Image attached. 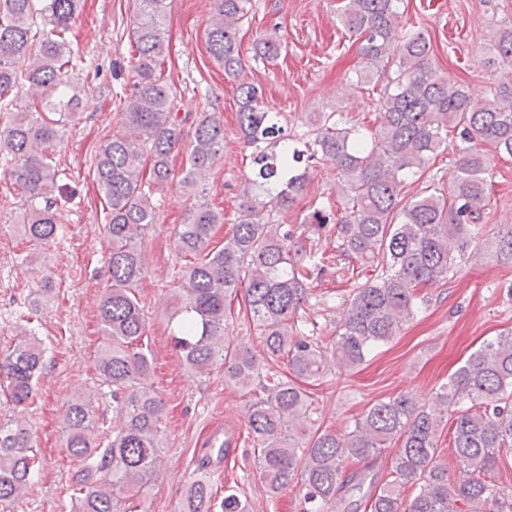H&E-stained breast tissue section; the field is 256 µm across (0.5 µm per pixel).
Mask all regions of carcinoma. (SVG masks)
<instances>
[{"mask_svg":"<svg viewBox=\"0 0 512 512\" xmlns=\"http://www.w3.org/2000/svg\"><path fill=\"white\" fill-rule=\"evenodd\" d=\"M129 63L136 81L119 113L120 129L96 154L95 181L108 217L103 224L108 285L99 306L103 346L98 350L97 389L112 400L121 424L98 429L93 402L74 393L64 403V448L74 465V512H137V496L157 471L163 448L164 403L150 382L152 358L138 285L145 273L142 238L155 223L154 195L174 178L172 154L186 149L181 182L202 185L224 158L220 112L193 118L175 112L176 87L161 65L167 0H133ZM343 28L358 37L362 88L393 71L376 99L378 128L365 136L335 112H319L305 150L290 144L262 90L242 80L237 34L251 0H215L206 30L210 55L235 82L237 123L252 149L254 177L244 180L237 224L224 246H211L224 213L206 205L189 210L174 228L181 261L169 322L184 366L203 374L224 364L225 383L256 394L248 409L256 466L267 492L278 494L300 479L305 512L342 508L346 493L362 494L369 512H512V489L487 479L504 448L512 449V331L484 341L422 403L400 393L372 403L344 434L313 426L307 386L331 366L354 369L390 342L417 316L418 289L448 281L482 230L490 202L493 155L512 158V23L503 22L489 45L487 64L496 74L493 98L475 102L465 86L431 63L426 35L401 26L398 0H339ZM79 0H0V164L24 192L13 224L35 263L57 247L68 221L67 197L49 151L80 119L82 100L69 84L71 71L88 61L70 49V22ZM281 43L257 42L254 56L273 60ZM55 117L50 118L47 112ZM193 125L187 138L185 124ZM456 131L448 144V129ZM447 149L455 154L448 191L433 188L401 197L408 180ZM319 158L337 171L343 212L331 218L314 209L299 224L286 219L306 186L303 160ZM149 181H144V169ZM335 223L337 248L369 269L352 289L331 351L297 337L296 310L321 264L316 243ZM43 280L29 301L25 322L38 318L50 298ZM244 292L245 317L262 336L263 358L235 342L232 301ZM287 361V370L279 369ZM47 367L46 347L30 329L0 345V391L16 405H33L34 386ZM452 425L453 461L463 473L448 477L438 455L441 426ZM395 448L388 478L344 471L350 459L377 461ZM38 451L28 428L0 421V512H16L38 472ZM416 488L411 497L406 488ZM204 476L189 485L181 512H209Z\"/></svg>","mask_w":512,"mask_h":512,"instance_id":"cac0c4a2","label":"carcinoma"}]
</instances>
